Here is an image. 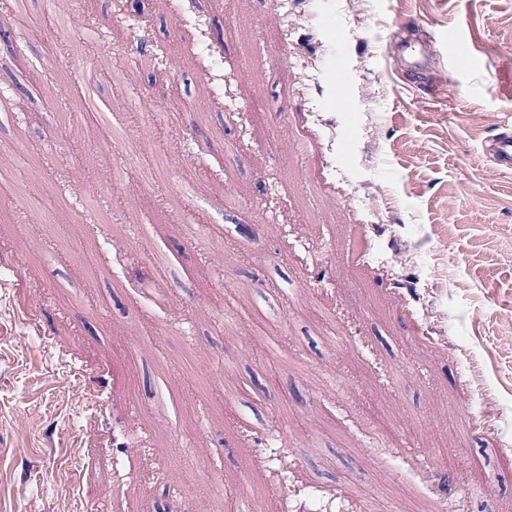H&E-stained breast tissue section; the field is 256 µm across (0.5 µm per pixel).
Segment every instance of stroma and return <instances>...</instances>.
Instances as JSON below:
<instances>
[{
    "label": "stroma",
    "mask_w": 512,
    "mask_h": 512,
    "mask_svg": "<svg viewBox=\"0 0 512 512\" xmlns=\"http://www.w3.org/2000/svg\"><path fill=\"white\" fill-rule=\"evenodd\" d=\"M1 98L0 512H512V0H0ZM496 165L499 168L512 167V135L503 133L494 138L489 146Z\"/></svg>",
    "instance_id": "1"
}]
</instances>
